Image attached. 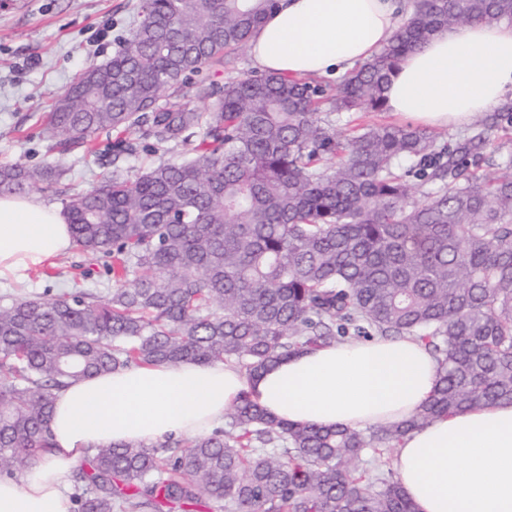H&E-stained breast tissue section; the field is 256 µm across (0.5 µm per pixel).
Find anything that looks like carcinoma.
Instances as JSON below:
<instances>
[{"instance_id": "1", "label": "carcinoma", "mask_w": 512, "mask_h": 512, "mask_svg": "<svg viewBox=\"0 0 512 512\" xmlns=\"http://www.w3.org/2000/svg\"><path fill=\"white\" fill-rule=\"evenodd\" d=\"M277 0H139L111 60L81 72L45 115L50 161L0 165V196L61 198L85 284L0 297V477L50 447L55 392L131 365L233 364L412 336L439 386L410 420L366 430L275 419L243 394L191 438L97 448L74 512H415L380 464L436 417L512 400V152L472 170L486 137L451 149L385 111L397 61L442 29L512 22V0H412L391 42L342 77L253 72L188 81L237 53ZM203 103L197 108L187 98ZM117 131L100 184L72 192L62 158ZM174 147L181 158L165 155ZM150 152L144 169L129 165ZM431 186L415 197V184ZM122 283L102 294L96 266Z\"/></svg>"}]
</instances>
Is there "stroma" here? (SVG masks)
<instances>
[{
    "instance_id": "35a3bbf8",
    "label": "stroma",
    "mask_w": 512,
    "mask_h": 512,
    "mask_svg": "<svg viewBox=\"0 0 512 512\" xmlns=\"http://www.w3.org/2000/svg\"><path fill=\"white\" fill-rule=\"evenodd\" d=\"M138 0H0V163L30 168L48 156L39 118L84 69L111 59L136 17ZM82 258L68 251L15 278L0 295L44 294Z\"/></svg>"
}]
</instances>
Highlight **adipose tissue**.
I'll return each instance as SVG.
<instances>
[{"mask_svg": "<svg viewBox=\"0 0 512 512\" xmlns=\"http://www.w3.org/2000/svg\"><path fill=\"white\" fill-rule=\"evenodd\" d=\"M410 0H280L249 42L255 69L332 78L392 39ZM512 93V23L439 31L397 64L388 112L422 125L463 126ZM71 246L60 207L0 196V279ZM437 361L411 337L322 346L272 364L255 379L221 363L132 365L57 391L51 446L17 480L0 479V512H72L70 476L95 448L188 437L223 421L250 395L273 416L323 428L406 421L433 395ZM398 479L418 512H512V403L439 417L408 431Z\"/></svg>", "mask_w": 512, "mask_h": 512, "instance_id": "1", "label": "adipose tissue"}]
</instances>
